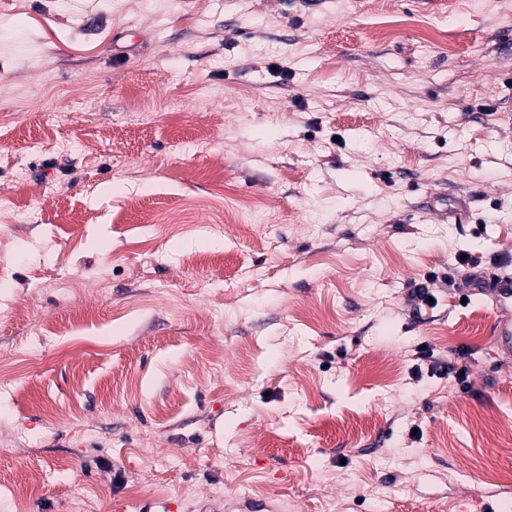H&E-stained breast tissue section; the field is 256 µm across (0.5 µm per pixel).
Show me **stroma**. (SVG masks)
Masks as SVG:
<instances>
[{
    "mask_svg": "<svg viewBox=\"0 0 512 512\" xmlns=\"http://www.w3.org/2000/svg\"><path fill=\"white\" fill-rule=\"evenodd\" d=\"M372 4L0 0V512H512V0ZM472 292L486 293L493 300L494 312L498 317L496 336L497 348L505 354H512V275H495L488 288H473ZM507 313V315H505Z\"/></svg>",
    "mask_w": 512,
    "mask_h": 512,
    "instance_id": "1",
    "label": "stroma"
}]
</instances>
